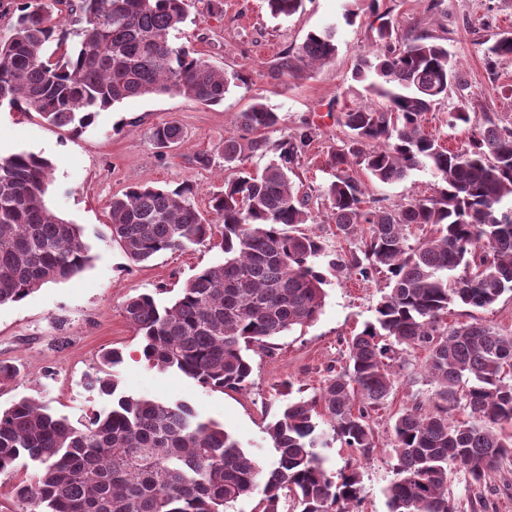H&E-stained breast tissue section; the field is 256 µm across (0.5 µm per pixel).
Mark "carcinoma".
I'll list each match as a JSON object with an SVG mask.
<instances>
[{
    "label": "carcinoma",
    "mask_w": 512,
    "mask_h": 512,
    "mask_svg": "<svg viewBox=\"0 0 512 512\" xmlns=\"http://www.w3.org/2000/svg\"><path fill=\"white\" fill-rule=\"evenodd\" d=\"M80 25L71 32L53 20L48 0H23L8 37L0 38V108L34 112L80 133L97 115L134 97L179 95L205 105L224 100V68L169 34L189 16V0H55ZM302 0H266L270 14L288 18ZM374 59L356 77L372 76L370 91L386 105L339 113L346 144L327 151L336 171L324 190L336 235L362 246L339 253L328 267L364 281L381 274L385 291L374 320L347 341L348 368L319 393L291 400L266 429L278 454L263 470L224 425L189 404L163 403L119 390L115 374H90L87 384L112 398L109 409L80 425L22 397L0 409V497L32 512H226L255 493L262 512H279L291 492L301 512H359L356 470L336 476L322 464L317 418L364 456L376 448L372 412L392 393V362L408 350L425 353L433 385L428 403L406 407L392 426L397 463L386 488L389 512H456L448 492L456 471L481 485L488 471L512 456V334L476 320L440 324L449 307L490 308L512 293V122L462 104L448 127L471 131L463 151L442 146L424 130V116L448 88L466 89L448 49L427 30L392 36L387 14L377 16ZM79 37L69 44L70 35ZM336 30L311 31L285 49L273 77L297 79L336 57ZM512 57V32L486 48L494 65ZM278 113L257 100L238 113L244 131L224 139V167L235 170L204 218L187 187L137 183L112 199V239L133 263L206 239L218 240L224 261L201 269L172 301L141 293L126 299V320L153 367L175 370L206 389L244 390L252 365L246 352L271 349V339L317 320L327 256L317 235L299 229L313 221L309 197L293 178L318 136L307 123L270 145ZM153 143L183 140L181 127L153 128ZM276 157L251 172L244 164L269 151ZM357 164L391 184L427 168L433 195L394 207L367 201ZM50 161L32 152L0 157V305L43 285L71 279L92 261L78 225L57 215L45 196ZM421 236L410 242L413 231ZM470 419H454L456 408ZM32 471L16 479L18 461Z\"/></svg>",
    "instance_id": "1"
}]
</instances>
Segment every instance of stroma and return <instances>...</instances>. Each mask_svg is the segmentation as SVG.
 <instances>
[{"label": "stroma", "instance_id": "1", "mask_svg": "<svg viewBox=\"0 0 512 512\" xmlns=\"http://www.w3.org/2000/svg\"><path fill=\"white\" fill-rule=\"evenodd\" d=\"M368 5L369 0H302L293 16L276 19L265 0H224L220 15L210 11L208 0H191L190 17L171 34V41L194 46L227 73L241 77L217 105L176 95L127 99L100 112L94 124L76 136L36 113L0 109V156L27 151L51 161L47 204L62 219L79 225L93 255L81 274L0 306V362L20 370L14 384L0 387V409L33 396L71 422L86 420L92 412L104 410L108 400L89 391L84 376L99 368L104 352L115 348L123 356L117 368L120 390L162 402L190 403L202 416L223 423L264 468H273L278 455L265 432L267 425L288 399L313 396L331 373L346 367V342L373 320L383 277L358 281L344 274L328 275L325 304L313 324L275 338L272 352H249L253 373L247 389H206L183 374L148 366L123 304L127 296L138 293L155 294L163 303L171 300L199 270L223 262V252L206 240L157 254L146 263H132L112 239L110 204L127 187L149 181L161 187H190L194 205L208 213L209 201L227 175L218 148L235 134L237 113L259 99L280 117L270 141L307 123L319 129L295 181L310 196L314 221L305 225V232L322 236L332 252L357 247V240L337 237L321 189L330 179L325 166L329 147L347 140L346 128L336 121L337 111L374 101L367 82L355 76L375 50ZM379 9L391 18L397 37L423 29L443 37L451 61L468 83L464 93L449 90L447 99L426 113V131L439 136L446 147H467L469 130L448 126L449 112L463 102L476 112L512 121V58L491 66L484 55L504 31L506 19H512V0H379ZM349 10L357 14L351 24L345 19ZM328 25L337 28L333 63L286 83L271 77L281 51L298 48L308 32ZM170 121L182 128V143L155 148L153 128ZM202 153L210 155V165L196 163ZM366 186L369 199L392 206L432 195L436 180L420 168L401 182L383 184L370 178ZM474 318L512 332V297L503 296L488 309L450 307L447 321ZM423 358L422 351L405 352L394 393L373 415L376 447L369 456L345 447L327 419L318 421L317 453L332 473L359 472L363 512H388L385 489L396 464L395 415L410 404L412 395L425 399L432 390L425 378L409 379ZM448 490L458 512H471L469 501L476 494L487 501L486 512H512V457L501 460L475 489L462 475L452 474Z\"/></svg>", "mask_w": 512, "mask_h": 512}]
</instances>
